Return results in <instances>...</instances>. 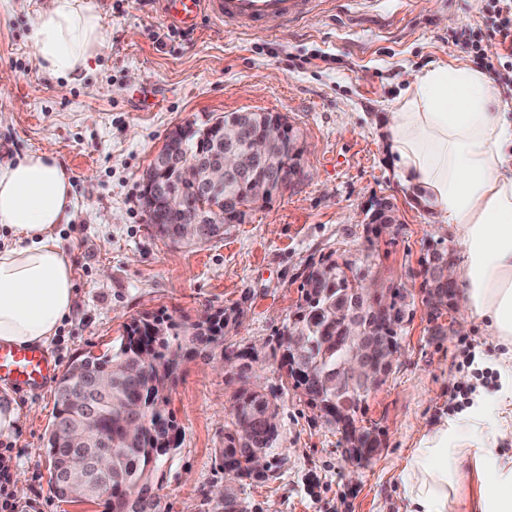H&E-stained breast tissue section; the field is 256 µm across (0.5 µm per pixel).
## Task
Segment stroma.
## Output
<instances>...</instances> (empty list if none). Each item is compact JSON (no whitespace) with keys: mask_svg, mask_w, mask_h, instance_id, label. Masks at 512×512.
Here are the masks:
<instances>
[{"mask_svg":"<svg viewBox=\"0 0 512 512\" xmlns=\"http://www.w3.org/2000/svg\"><path fill=\"white\" fill-rule=\"evenodd\" d=\"M40 2L0 0V164L50 146L71 174L76 205L54 234L74 269L76 304L49 350L66 366L106 352L143 313L191 324L234 309L245 317L227 340L254 353L251 380L264 387L278 381L273 348L295 318L307 264L329 254L358 265L371 258V277L414 300L393 370L365 402L362 424L377 426L380 448L367 463L352 462L340 433L285 391L268 477L241 498L244 512H404L400 468L411 448L449 415L458 391L496 389V378L465 366L463 349L490 358L499 348L459 307L439 321L457 333L435 335L421 261L439 242L460 257V245L401 186L384 119L410 72L498 62L503 47L485 0H313L306 17L268 32L206 16L183 30L163 22L158 0H91L111 47L64 93L33 55ZM476 34L480 60L465 47ZM246 111L287 117L304 146L300 173L223 238L193 246L156 238L140 205L142 177L169 133ZM380 201L397 222L370 244L365 219ZM221 360L216 350L184 362L169 392L181 438L159 475L161 512H224L218 450L235 386ZM0 397L20 408L13 432L0 434L8 446L0 467L26 483L21 512H103L50 489L53 386L29 394L0 385Z\"/></svg>","mask_w":512,"mask_h":512,"instance_id":"stroma-1","label":"stroma"}]
</instances>
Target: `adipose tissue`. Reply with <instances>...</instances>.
Listing matches in <instances>:
<instances>
[{
  "instance_id": "1",
  "label": "adipose tissue",
  "mask_w": 512,
  "mask_h": 512,
  "mask_svg": "<svg viewBox=\"0 0 512 512\" xmlns=\"http://www.w3.org/2000/svg\"><path fill=\"white\" fill-rule=\"evenodd\" d=\"M30 40L41 70L65 80L110 47L90 0H44ZM386 130L401 184L459 237L463 310L503 348L494 397L475 391L410 450L405 512H512V456L496 447L512 434V113L487 74L440 63L409 75ZM74 206L53 148L0 165V226L16 238L0 249V341L48 342L70 314L73 267L54 229Z\"/></svg>"
}]
</instances>
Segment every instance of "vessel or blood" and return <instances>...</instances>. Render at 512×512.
I'll list each match as a JSON object with an SVG mask.
<instances>
[{
	"label": "vessel or blood",
	"instance_id": "obj_1",
	"mask_svg": "<svg viewBox=\"0 0 512 512\" xmlns=\"http://www.w3.org/2000/svg\"><path fill=\"white\" fill-rule=\"evenodd\" d=\"M312 0H162V17L171 26L195 27L200 14L223 26L267 30L302 19ZM59 361L40 346L19 347L0 341V382L38 392L55 380Z\"/></svg>",
	"mask_w": 512,
	"mask_h": 512
}]
</instances>
